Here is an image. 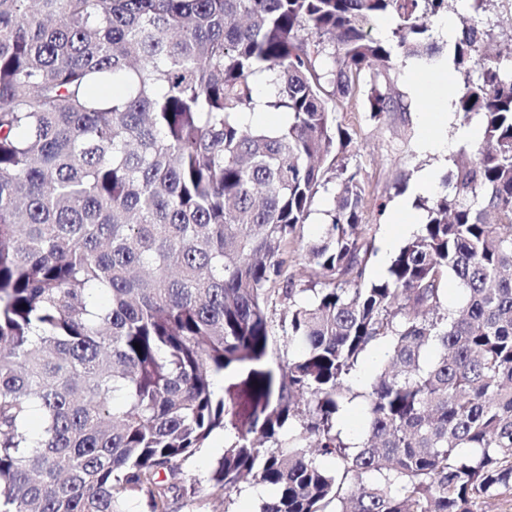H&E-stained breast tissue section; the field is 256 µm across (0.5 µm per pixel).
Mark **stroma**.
Instances as JSON below:
<instances>
[{"mask_svg":"<svg viewBox=\"0 0 512 512\" xmlns=\"http://www.w3.org/2000/svg\"><path fill=\"white\" fill-rule=\"evenodd\" d=\"M421 65L412 60L400 63L395 82L408 109L374 120L369 113L340 112L336 121L352 136L342 153L348 169L359 171L368 205L363 222L374 241L367 275L378 279L386 269L405 236L393 235L396 224H421L426 213L417 205L420 199L432 198L444 188V179L455 168L460 149L439 155L421 147L422 118L426 110L423 96L414 86ZM385 210H378V202Z\"/></svg>","mask_w":512,"mask_h":512,"instance_id":"obj_1","label":"stroma"}]
</instances>
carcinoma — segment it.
Here are the masks:
<instances>
[{
    "label": "carcinoma",
    "mask_w": 512,
    "mask_h": 512,
    "mask_svg": "<svg viewBox=\"0 0 512 512\" xmlns=\"http://www.w3.org/2000/svg\"><path fill=\"white\" fill-rule=\"evenodd\" d=\"M493 2L443 47L421 19L448 0H0V512H170L217 431L233 440L212 494L275 487L259 512L512 495V69L483 55ZM445 50L481 70L455 101L481 136L372 280L336 113L407 111L399 62ZM261 103L288 125L248 126ZM331 183L303 280L293 252ZM278 332L300 346L283 365Z\"/></svg>",
    "instance_id": "carcinoma-1"
}]
</instances>
